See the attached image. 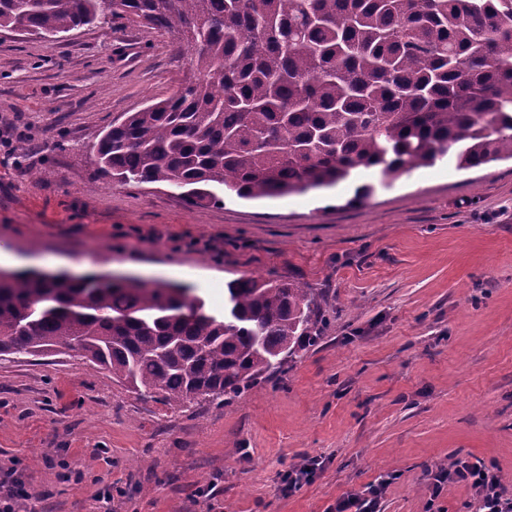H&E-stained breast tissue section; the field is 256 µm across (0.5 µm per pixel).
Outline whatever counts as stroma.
Wrapping results in <instances>:
<instances>
[{"label": "stroma", "instance_id": "35a3bbf8", "mask_svg": "<svg viewBox=\"0 0 512 512\" xmlns=\"http://www.w3.org/2000/svg\"><path fill=\"white\" fill-rule=\"evenodd\" d=\"M186 58L125 16L50 43L0 33V150H23L0 163V269L87 259L214 315L233 279L297 281L330 325L224 406L167 410L69 355L0 361V478L26 512H329L378 485L380 512H469L470 486L433 492L458 458L512 489V160L216 203L101 177L105 129L171 95Z\"/></svg>", "mask_w": 512, "mask_h": 512}]
</instances>
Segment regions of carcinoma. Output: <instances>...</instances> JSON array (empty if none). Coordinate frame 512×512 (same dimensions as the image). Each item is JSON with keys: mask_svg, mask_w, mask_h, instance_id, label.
I'll return each mask as SVG.
<instances>
[{"mask_svg": "<svg viewBox=\"0 0 512 512\" xmlns=\"http://www.w3.org/2000/svg\"><path fill=\"white\" fill-rule=\"evenodd\" d=\"M0 0V27L53 38L106 13L185 43L173 94L112 123L98 171L195 201L279 197L361 170L390 183L449 159L512 160V0ZM299 282L241 277L224 315L177 285L0 273V356L76 351L170 408L225 404L330 319Z\"/></svg>", "mask_w": 512, "mask_h": 512, "instance_id": "1", "label": "carcinoma"}]
</instances>
